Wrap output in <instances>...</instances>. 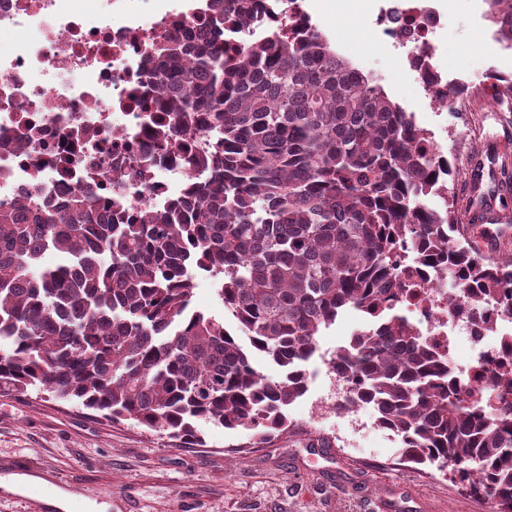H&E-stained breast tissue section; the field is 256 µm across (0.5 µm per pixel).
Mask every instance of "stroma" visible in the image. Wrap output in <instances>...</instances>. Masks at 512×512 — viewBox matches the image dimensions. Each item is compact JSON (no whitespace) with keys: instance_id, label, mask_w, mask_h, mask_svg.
<instances>
[{"instance_id":"35a3bbf8","label":"stroma","mask_w":512,"mask_h":512,"mask_svg":"<svg viewBox=\"0 0 512 512\" xmlns=\"http://www.w3.org/2000/svg\"><path fill=\"white\" fill-rule=\"evenodd\" d=\"M317 26L337 51L374 75L387 95L452 162L457 216L479 224L484 212L512 226V48L499 41L483 0H437L448 16L433 62L459 91L476 87V110L434 108L406 58L387 49L374 23L377 0H352L346 10L320 9ZM463 127L466 140L444 139V128ZM484 198L475 202L473 189ZM367 322L350 310L323 329L305 364L306 394L288 408L292 436L249 445L250 433L201 424L205 444L182 445L161 431L119 423L49 391L0 388V480L16 462L37 465L41 478L78 495L85 512H486L485 502L449 480L423 476L401 462L400 443L386 429L352 433L347 420L312 418L329 391L323 362ZM332 447L320 448L316 438Z\"/></svg>"}]
</instances>
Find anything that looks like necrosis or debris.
I'll list each match as a JSON object with an SVG mask.
<instances>
[{"mask_svg": "<svg viewBox=\"0 0 512 512\" xmlns=\"http://www.w3.org/2000/svg\"><path fill=\"white\" fill-rule=\"evenodd\" d=\"M305 13L304 0L286 10L278 0H262L249 26L223 41H259L270 24L296 23ZM208 18L209 0H0V34H41L0 48V203L33 187L58 200L102 186L124 207L148 214L178 197L185 171L172 160H152L148 145L131 141L130 133L148 123L145 107L162 95L147 64L154 43L178 30L212 40ZM446 21L434 0H380L376 18L384 42L410 60L420 49L434 54ZM28 127L41 132L32 152L15 144ZM84 131L95 140H81ZM117 144L123 151L112 162L115 175L101 182L103 157ZM399 304L446 356L467 346L463 379L483 387L478 371L512 338V313L495 305V335L476 334L456 313L449 289L427 272Z\"/></svg>", "mask_w": 512, "mask_h": 512, "instance_id": "4bbe7bcc", "label": "necrosis or debris"}]
</instances>
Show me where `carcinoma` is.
Instances as JSON below:
<instances>
[{"mask_svg":"<svg viewBox=\"0 0 512 512\" xmlns=\"http://www.w3.org/2000/svg\"><path fill=\"white\" fill-rule=\"evenodd\" d=\"M254 2L210 0L214 33L246 27ZM484 2L512 47V0ZM148 64L166 118L136 136L157 154L180 150L184 193L143 218L93 193L0 204V384L183 445H204L198 424L210 422L252 431L257 447L289 430L319 333L354 309L375 320L334 354L352 400L375 407L402 458L451 461L471 495L512 512V341L475 392L397 306L411 284L404 251L488 335L490 306L512 298V268L456 236L449 169L426 130L316 26L280 25L239 56L170 36ZM197 132L204 146L183 149ZM51 250L62 262L41 266ZM198 273L222 278L234 327L191 309Z\"/></svg>","mask_w":512,"mask_h":512,"instance_id":"1","label":"carcinoma"}]
</instances>
